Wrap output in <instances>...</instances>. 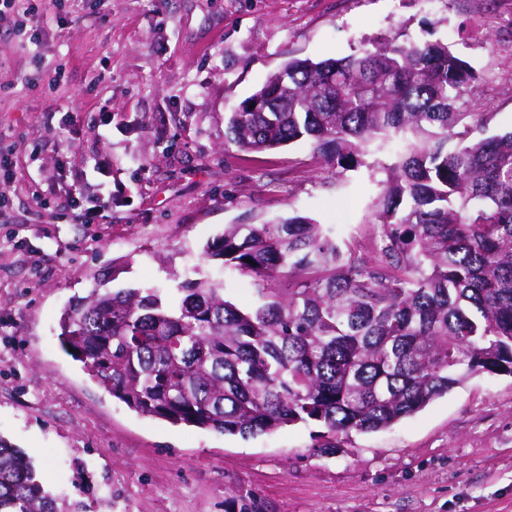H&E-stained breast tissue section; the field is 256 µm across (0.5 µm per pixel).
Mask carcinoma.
<instances>
[{
  "label": "carcinoma",
  "mask_w": 512,
  "mask_h": 512,
  "mask_svg": "<svg viewBox=\"0 0 512 512\" xmlns=\"http://www.w3.org/2000/svg\"><path fill=\"white\" fill-rule=\"evenodd\" d=\"M236 111L228 138L262 153L307 140L342 166L399 143L379 181L367 256L331 224H226L207 258L250 278L92 290L59 321L64 350L139 414L243 438L315 423L318 452L392 426L478 373L512 376V131L474 136L478 76L441 41L384 37L360 54L292 58ZM0 512H84L0 441Z\"/></svg>",
  "instance_id": "obj_1"
}]
</instances>
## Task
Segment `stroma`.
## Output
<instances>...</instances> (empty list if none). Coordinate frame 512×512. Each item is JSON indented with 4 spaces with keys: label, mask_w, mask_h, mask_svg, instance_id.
<instances>
[{
    "label": "stroma",
    "mask_w": 512,
    "mask_h": 512,
    "mask_svg": "<svg viewBox=\"0 0 512 512\" xmlns=\"http://www.w3.org/2000/svg\"><path fill=\"white\" fill-rule=\"evenodd\" d=\"M384 36L447 43L479 76L463 111L512 130V0H60L0 32V440L57 498L86 512H239L245 497L261 512H512L510 376L475 375L325 456L313 425L244 438L142 416L58 339L62 311L95 288L207 278L249 306L248 279L202 258L228 224L308 215L371 251L394 147L341 167L307 142L252 155L225 133L288 59ZM73 184L109 219L74 221Z\"/></svg>",
    "instance_id": "stroma-1"
}]
</instances>
